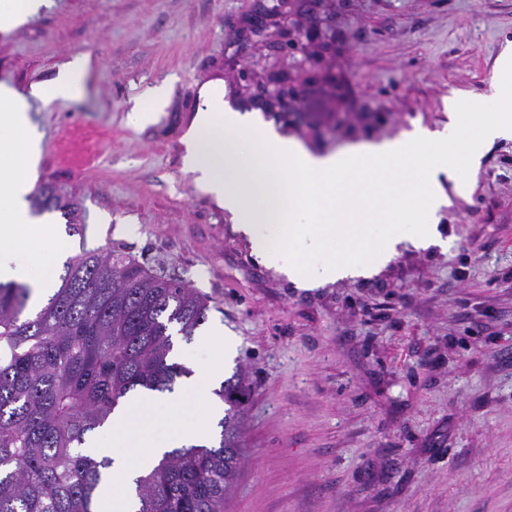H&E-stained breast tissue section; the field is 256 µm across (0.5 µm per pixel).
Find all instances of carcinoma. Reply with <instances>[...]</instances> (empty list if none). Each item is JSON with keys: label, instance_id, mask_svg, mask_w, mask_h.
Listing matches in <instances>:
<instances>
[{"label": "carcinoma", "instance_id": "cac0c4a2", "mask_svg": "<svg viewBox=\"0 0 512 512\" xmlns=\"http://www.w3.org/2000/svg\"><path fill=\"white\" fill-rule=\"evenodd\" d=\"M39 211L72 218L78 203L45 188ZM30 289L0 282V512H95L107 459L86 439L132 393L164 392L191 374L174 360L208 318L207 299L179 280L114 254L69 258L60 285L33 315ZM246 377L214 394L227 405L218 445L166 454L136 480L138 512H224L244 460Z\"/></svg>", "mask_w": 512, "mask_h": 512}]
</instances>
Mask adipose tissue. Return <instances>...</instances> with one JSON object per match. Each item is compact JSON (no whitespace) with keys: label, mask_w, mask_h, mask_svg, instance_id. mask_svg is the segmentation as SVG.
<instances>
[{"label":"adipose tissue","mask_w":512,"mask_h":512,"mask_svg":"<svg viewBox=\"0 0 512 512\" xmlns=\"http://www.w3.org/2000/svg\"><path fill=\"white\" fill-rule=\"evenodd\" d=\"M90 65L89 55H76L51 82L25 93L0 82V281L27 283L37 299L55 288L64 248L56 229L38 222L27 204L41 151L28 101L48 105L79 97ZM496 70L489 94L471 116L473 135L453 146L471 174L487 143L512 139V89L501 82L512 73V42L502 47ZM198 97L200 106L183 137V170L200 193L224 208L259 257H268L288 234L313 252L338 237L348 240L344 253L311 270L292 253L280 252L275 266L288 278L310 286L354 277L388 261L401 243L437 241L438 213L449 204L440 178L457 173L440 162L412 170L407 160L429 148L445 153L451 147L447 130L416 126L390 139L316 154L300 140L280 135L258 113L233 110L219 82L202 83ZM416 183L425 197L419 227L409 234L402 216L386 210L384 202ZM372 224L388 227L386 244L377 252L362 248Z\"/></svg>","instance_id":"obj_1"}]
</instances>
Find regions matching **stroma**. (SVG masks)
Masks as SVG:
<instances>
[{
  "label": "stroma",
  "mask_w": 512,
  "mask_h": 512,
  "mask_svg": "<svg viewBox=\"0 0 512 512\" xmlns=\"http://www.w3.org/2000/svg\"><path fill=\"white\" fill-rule=\"evenodd\" d=\"M508 41L512 0H52L0 31V81L22 92L94 61L81 98L31 103L32 187L80 205L71 235L45 214L66 255L182 280L235 339L221 376L243 371L249 393L227 512H512V140L486 146L465 190L444 181L447 248L405 243L310 290L195 189L181 142L210 80L317 154L416 124L463 138ZM272 63L301 97L286 111L258 97ZM162 84L167 106L134 126Z\"/></svg>",
  "instance_id": "1"
}]
</instances>
